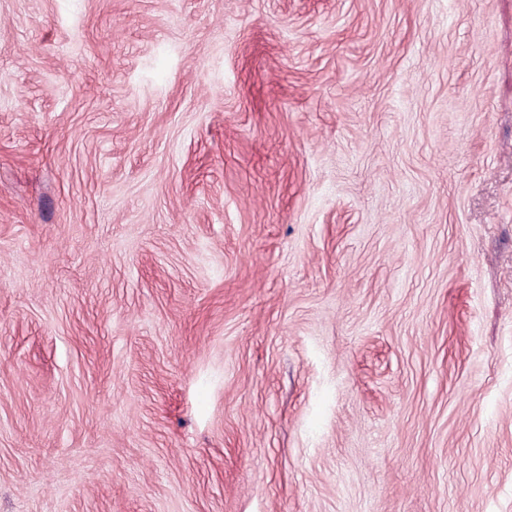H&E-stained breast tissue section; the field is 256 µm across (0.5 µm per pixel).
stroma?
I'll return each instance as SVG.
<instances>
[{"label": "stroma", "instance_id": "1", "mask_svg": "<svg viewBox=\"0 0 512 512\" xmlns=\"http://www.w3.org/2000/svg\"><path fill=\"white\" fill-rule=\"evenodd\" d=\"M0 512H512V0H0Z\"/></svg>", "mask_w": 512, "mask_h": 512}]
</instances>
